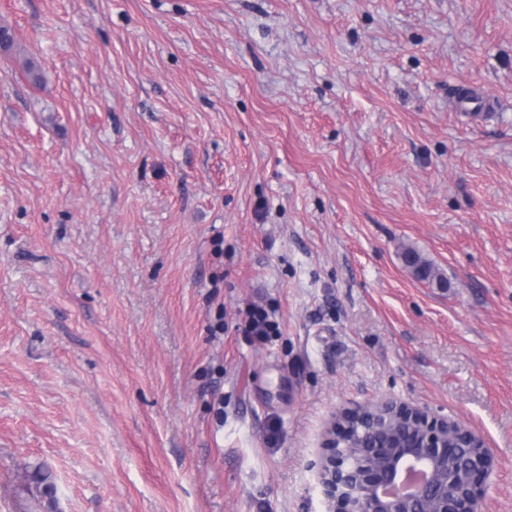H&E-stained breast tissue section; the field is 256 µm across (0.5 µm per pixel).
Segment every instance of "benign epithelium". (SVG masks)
<instances>
[{
	"mask_svg": "<svg viewBox=\"0 0 512 512\" xmlns=\"http://www.w3.org/2000/svg\"><path fill=\"white\" fill-rule=\"evenodd\" d=\"M454 420L382 398L331 416L317 461L327 512H479L494 457L484 438L460 464L462 482L448 492L449 440Z\"/></svg>",
	"mask_w": 512,
	"mask_h": 512,
	"instance_id": "1",
	"label": "benign epithelium"
}]
</instances>
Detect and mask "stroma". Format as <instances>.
<instances>
[{
    "label": "stroma",
    "instance_id": "obj_1",
    "mask_svg": "<svg viewBox=\"0 0 512 512\" xmlns=\"http://www.w3.org/2000/svg\"><path fill=\"white\" fill-rule=\"evenodd\" d=\"M1 26L0 512L39 466L58 512H325L327 421L387 397L481 434L482 512H512V0ZM405 265L411 270L413 275L422 281L430 283L436 282L439 288L447 287L448 280L434 264L424 257L417 249L407 247L401 252Z\"/></svg>",
    "mask_w": 512,
    "mask_h": 512
}]
</instances>
